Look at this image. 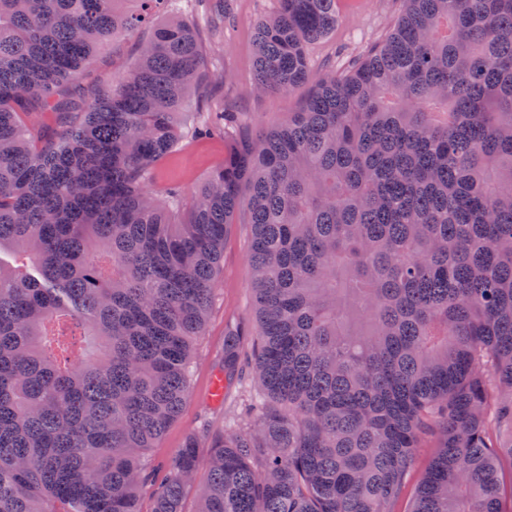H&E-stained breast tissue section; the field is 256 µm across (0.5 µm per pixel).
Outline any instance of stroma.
<instances>
[{"instance_id":"1","label":"stroma","mask_w":512,"mask_h":512,"mask_svg":"<svg viewBox=\"0 0 512 512\" xmlns=\"http://www.w3.org/2000/svg\"><path fill=\"white\" fill-rule=\"evenodd\" d=\"M231 4L229 20L218 27H211L204 19L199 22L205 59L216 75L204 78L192 93L186 121L195 124L207 112L221 108L234 114L238 130L255 133L286 122L289 113L299 110L308 89L303 86L289 95L256 91L255 26L276 9L277 0H231ZM402 8V0H338L335 30L309 50L314 71H322L325 60L335 54H361L384 36ZM152 30V25L147 24L135 36L117 38L88 65L89 80L108 89L125 79L141 43L151 37ZM234 142L231 136L183 141L171 158L153 171L148 190L158 197L164 196L174 184L192 191L209 172L223 165ZM249 251V225H229L205 331L194 346L189 396L164 439L146 451L144 460L149 467L166 469L188 434L199 435L205 444L223 434L225 414L240 412L245 404L247 381H232L219 401L211 400L210 387L224 373L225 334L229 329L249 324L253 309Z\"/></svg>"}]
</instances>
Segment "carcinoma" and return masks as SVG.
Returning a JSON list of instances; mask_svg holds the SVG:
<instances>
[{
  "label": "carcinoma",
  "mask_w": 512,
  "mask_h": 512,
  "mask_svg": "<svg viewBox=\"0 0 512 512\" xmlns=\"http://www.w3.org/2000/svg\"><path fill=\"white\" fill-rule=\"evenodd\" d=\"M188 0H0V512H506L512 461V0H404L311 79L336 0H278L256 89L313 82L186 197L145 186L205 68ZM154 22L116 88L70 90ZM247 187L252 396L206 460L144 463L189 394ZM245 335L227 333L235 370ZM434 447L435 445L432 442L427 441L423 444V448H420L418 463L407 478L403 494L394 505L395 512H410L412 510L415 491L422 481L430 460L435 454L436 448Z\"/></svg>",
  "instance_id": "cac0c4a2"
}]
</instances>
